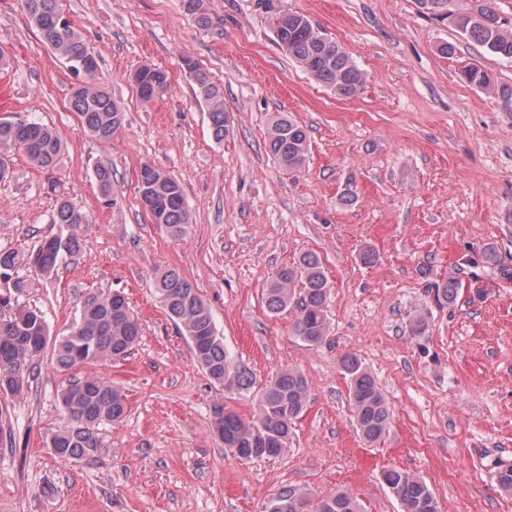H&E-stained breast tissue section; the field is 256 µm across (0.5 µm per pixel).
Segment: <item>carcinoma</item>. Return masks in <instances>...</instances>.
Instances as JSON below:
<instances>
[{"instance_id":"obj_1","label":"carcinoma","mask_w":512,"mask_h":512,"mask_svg":"<svg viewBox=\"0 0 512 512\" xmlns=\"http://www.w3.org/2000/svg\"><path fill=\"white\" fill-rule=\"evenodd\" d=\"M30 23L45 45L64 57L75 72L81 63L96 61L74 25L66 20L58 0H23ZM186 10L201 27L211 18L205 0H184ZM425 14L448 21L457 31L481 45L487 52L512 61V22L502 19L491 0H476L470 12L450 9L451 0H416ZM272 25L279 46L318 83L334 94L351 98L363 83L360 69L336 41L325 36L310 19L296 12L272 14ZM184 64L193 74L199 94L209 104V119L214 137L224 139L226 131L224 100L207 72L190 59ZM469 84L482 89L492 86L489 73L470 66L463 71ZM133 82L139 98L145 102L163 96L170 87L168 73L144 65L135 70ZM70 106L83 129L101 142H109L123 127L124 112L112 96L94 81V75L73 87ZM20 147L30 162L41 169L54 167L63 149L55 128L37 122L0 121V180L10 173L4 158L13 147ZM266 146L277 163L292 172L301 170L309 159L307 131L292 116H274L266 137ZM96 181L105 197L112 196V172L99 166ZM139 200L152 223L172 238H181L192 224L182 184L164 171L143 165L138 174ZM53 223L66 227L64 236L46 237L37 250L24 255L0 251V277H9L26 264L43 276H51L64 253L81 250L78 230L87 223L83 210L69 199L58 201ZM436 302L452 305L464 283L449 276L430 283ZM155 293L167 316L185 337L194 361L217 386L229 392L252 386L246 370L224 347L210 308L191 284L176 270L159 273L154 280ZM329 282L320 258L307 253L299 265L280 270L263 289L267 310L279 314L288 308L296 311L293 333L308 346L321 344L329 332L326 303ZM142 328L131 313L125 295L89 292L80 308L79 318L69 334L50 339L47 321L36 308L23 306L12 296H0V392L21 394L29 386L33 361L53 346L57 366L71 369L91 362L121 358L139 343ZM342 368L349 382V399L356 427L368 442L381 438L388 429L391 411L372 376L360 359L348 354ZM309 384L294 368L279 371L263 387L254 414L246 419L222 404L214 406L211 429L224 447L238 456L276 457L288 445L292 424L303 412ZM65 425L52 431L46 440L50 453L59 461L95 458L102 452L100 427L121 423L127 413L125 395L111 381L97 377L78 378L61 394ZM384 482L398 501L401 512H439L437 500L426 484L404 471L390 469ZM265 512H362L356 498L344 491L333 492L310 502L293 489L281 491L270 500Z\"/></svg>"}]
</instances>
